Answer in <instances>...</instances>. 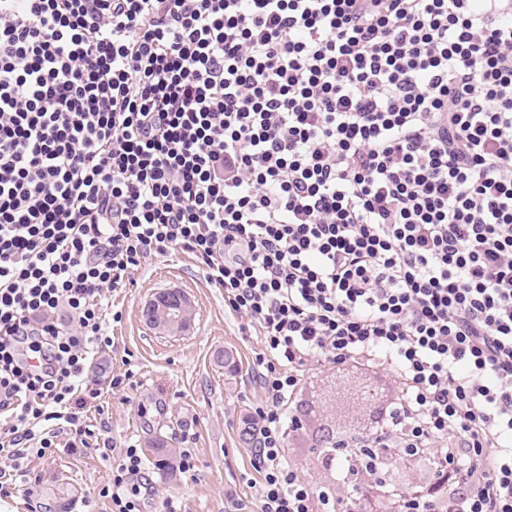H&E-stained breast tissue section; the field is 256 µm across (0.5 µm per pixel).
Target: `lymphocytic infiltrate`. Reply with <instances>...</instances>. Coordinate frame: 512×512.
<instances>
[{
	"instance_id": "lymphocytic-infiltrate-1",
	"label": "lymphocytic infiltrate",
	"mask_w": 512,
	"mask_h": 512,
	"mask_svg": "<svg viewBox=\"0 0 512 512\" xmlns=\"http://www.w3.org/2000/svg\"><path fill=\"white\" fill-rule=\"evenodd\" d=\"M177 248L259 339V512H374L390 458L403 512H512V0H0V499ZM323 362L401 389L339 495L290 451ZM152 493L127 446L100 496Z\"/></svg>"
}]
</instances>
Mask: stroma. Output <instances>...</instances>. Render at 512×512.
<instances>
[{"label":"stroma","instance_id":"35a3bbf8","mask_svg":"<svg viewBox=\"0 0 512 512\" xmlns=\"http://www.w3.org/2000/svg\"><path fill=\"white\" fill-rule=\"evenodd\" d=\"M131 279L106 294L121 320L109 326L111 353L99 356L92 370L96 377L110 371L130 378L125 389L105 393L98 406L82 410L109 451L32 459L29 482L14 500L0 503V512H109L97 492L131 444L141 448L154 486L146 512H157L168 497L179 499L183 512H234V501L257 480L241 433L251 407L262 399L253 379L258 342L253 328L225 311L223 290L208 283L195 260L180 250L147 257ZM169 288L188 294L194 310L189 326L171 335L151 328L143 317L147 300ZM225 354L234 370L221 364ZM353 376L331 366L318 370L313 385L332 391L320 405L321 419L357 414L356 403L347 399ZM186 449L193 454V477L158 467V459Z\"/></svg>","mask_w":512,"mask_h":512}]
</instances>
